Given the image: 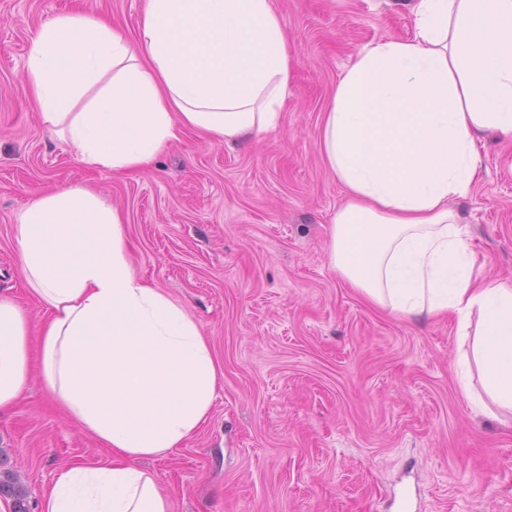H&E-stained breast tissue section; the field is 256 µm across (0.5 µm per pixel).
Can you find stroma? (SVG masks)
<instances>
[{
    "label": "stroma",
    "mask_w": 512,
    "mask_h": 512,
    "mask_svg": "<svg viewBox=\"0 0 512 512\" xmlns=\"http://www.w3.org/2000/svg\"><path fill=\"white\" fill-rule=\"evenodd\" d=\"M144 2L0 0V294L40 321L15 217L44 191L91 187L121 210L136 274L188 309L220 367L208 422L147 464L173 512H512V413L463 396L455 323L379 310L326 251L345 190L322 159L323 113L358 50L412 35V0H273L293 60L279 127L232 148L188 130L150 169L115 175L49 137L25 56L43 22L76 9L134 36ZM480 150L456 208L478 274L512 279V142ZM108 454L39 379L0 416V469L30 512L62 468Z\"/></svg>",
    "instance_id": "stroma-1"
}]
</instances>
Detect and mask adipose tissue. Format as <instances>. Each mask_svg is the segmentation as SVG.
<instances>
[{"label": "adipose tissue", "instance_id": "1", "mask_svg": "<svg viewBox=\"0 0 512 512\" xmlns=\"http://www.w3.org/2000/svg\"><path fill=\"white\" fill-rule=\"evenodd\" d=\"M414 32L363 47L343 70L320 151L347 198L329 260L368 301L472 335L487 398L512 410V282L483 279L455 210L479 181V140L512 138V0H413ZM291 51L272 0H145L128 37L76 11L42 24L24 82L45 126L85 165L149 168L180 133L233 143L277 128ZM39 331L0 296V414L32 376L108 448L43 490L40 512H172L144 461L209 419L219 366L199 323L133 270L121 212L84 187L30 202L13 226ZM486 398V399H487Z\"/></svg>", "mask_w": 512, "mask_h": 512}]
</instances>
